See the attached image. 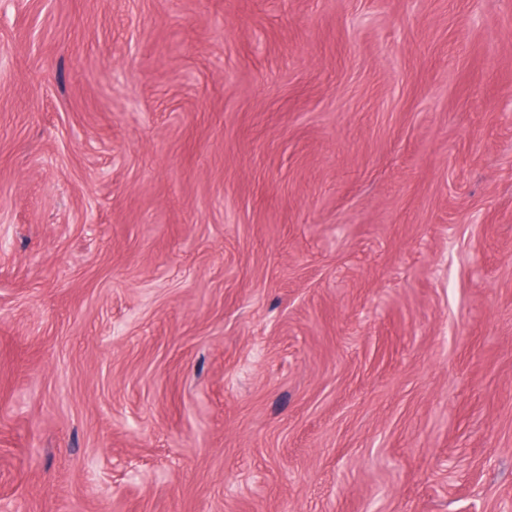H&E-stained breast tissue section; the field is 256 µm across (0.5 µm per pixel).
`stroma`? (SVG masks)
<instances>
[{"instance_id": "obj_1", "label": "stroma", "mask_w": 512, "mask_h": 512, "mask_svg": "<svg viewBox=\"0 0 512 512\" xmlns=\"http://www.w3.org/2000/svg\"><path fill=\"white\" fill-rule=\"evenodd\" d=\"M0 512H512V0H0Z\"/></svg>"}]
</instances>
